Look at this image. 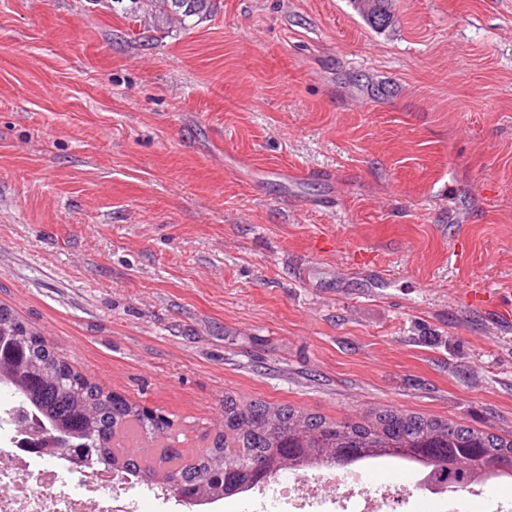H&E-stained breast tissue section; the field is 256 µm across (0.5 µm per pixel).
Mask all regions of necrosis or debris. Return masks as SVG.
<instances>
[{
  "label": "necrosis or debris",
  "instance_id": "1",
  "mask_svg": "<svg viewBox=\"0 0 512 512\" xmlns=\"http://www.w3.org/2000/svg\"><path fill=\"white\" fill-rule=\"evenodd\" d=\"M0 405V512H143L147 502L169 503L166 491L131 495L130 482L102 476L97 466L72 468L64 456L34 454L21 448V437ZM367 466L311 475L285 473L267 486L243 493L244 512H380L387 499L401 498L403 486L389 483L370 490ZM408 484L417 487L430 512H456L464 500L480 512H512V501L497 497L499 482L460 490L449 496L423 486L414 468H407Z\"/></svg>",
  "mask_w": 512,
  "mask_h": 512
}]
</instances>
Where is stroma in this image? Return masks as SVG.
I'll use <instances>...</instances> for the list:
<instances>
[{"instance_id":"stroma-1","label":"stroma","mask_w":512,"mask_h":512,"mask_svg":"<svg viewBox=\"0 0 512 512\" xmlns=\"http://www.w3.org/2000/svg\"><path fill=\"white\" fill-rule=\"evenodd\" d=\"M394 12L0 0V303L186 453L228 394L512 431V0ZM155 11L154 18L170 22L173 17L179 18L180 23L187 27L196 26L207 19L216 9L217 0H142ZM197 18L196 21H194ZM364 20L375 30L384 31L394 22L393 0H351Z\"/></svg>"}]
</instances>
